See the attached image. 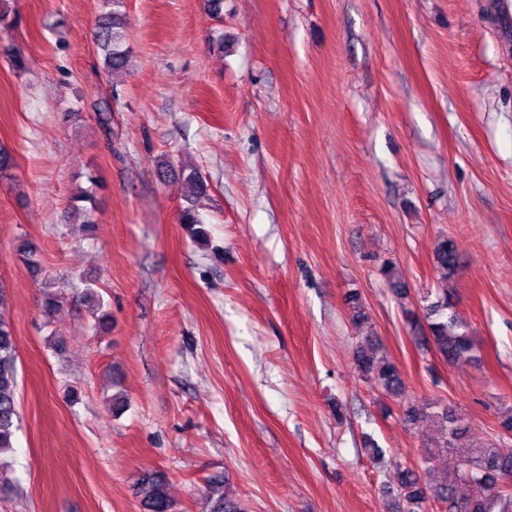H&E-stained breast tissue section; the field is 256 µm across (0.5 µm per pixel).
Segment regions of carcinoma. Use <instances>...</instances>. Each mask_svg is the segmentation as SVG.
I'll return each instance as SVG.
<instances>
[{
    "label": "carcinoma",
    "mask_w": 512,
    "mask_h": 512,
    "mask_svg": "<svg viewBox=\"0 0 512 512\" xmlns=\"http://www.w3.org/2000/svg\"><path fill=\"white\" fill-rule=\"evenodd\" d=\"M124 22L120 14L105 11L98 20L95 44L103 57L104 68L115 72L126 68L130 49L125 46ZM163 177L193 188L194 199L180 213L191 238L203 240L206 230L199 206L207 186L196 169L186 170L170 164L163 170ZM93 197L83 191L73 198L72 210L83 214L82 226L89 230ZM17 252L34 273L42 271L37 249L25 239L19 240ZM458 261V246L446 236L439 239L434 251L435 267L440 275L438 288L427 291L424 299L435 296L421 316L412 310L404 313L405 320L418 328V342L434 350L451 364H466L477 360L472 337L466 324L452 311L448 299V274ZM379 347L365 338V345L357 350L356 361L361 373L373 380L381 392L403 402V416L407 424L416 425L423 420H433L439 426L436 448L448 449L459 454V470L453 480L443 477L427 483L409 467L397 472V495L405 504V512H425L429 502L438 503L446 512H512V446L474 445L469 443V427L454 410L439 403L415 405L406 395L405 379L399 368L384 356L378 355ZM17 341L13 324L8 315L6 293L0 285V454L12 448L18 429ZM137 496L144 512H172L173 503L164 475L153 472L141 475L136 483ZM206 512H245L242 506L227 494L210 493L206 498Z\"/></svg>",
    "instance_id": "carcinoma-1"
}]
</instances>
